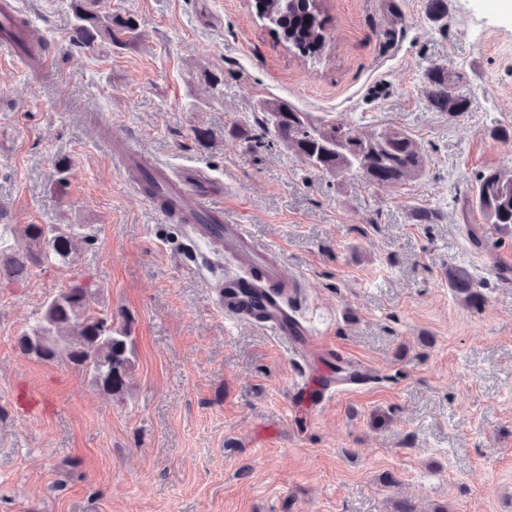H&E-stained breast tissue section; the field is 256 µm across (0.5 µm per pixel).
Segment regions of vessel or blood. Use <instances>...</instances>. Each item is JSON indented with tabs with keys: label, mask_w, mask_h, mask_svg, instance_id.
I'll return each instance as SVG.
<instances>
[{
	"label": "vessel or blood",
	"mask_w": 512,
	"mask_h": 512,
	"mask_svg": "<svg viewBox=\"0 0 512 512\" xmlns=\"http://www.w3.org/2000/svg\"><path fill=\"white\" fill-rule=\"evenodd\" d=\"M112 160L120 175L131 183H139L143 174H150L157 189L155 194L146 195V202L168 221L184 225L192 237L206 241L237 264V274L214 284L215 305L225 320L259 326L287 344L295 356L336 358L335 346L314 336L290 309L289 298L299 288V281L285 274L281 259L255 239L247 225L230 221L221 191L208 185L203 174L175 173L153 166L133 140L123 141L113 151ZM342 384L328 368L318 381L293 382L289 401L304 403L316 411L336 396Z\"/></svg>",
	"instance_id": "obj_1"
}]
</instances>
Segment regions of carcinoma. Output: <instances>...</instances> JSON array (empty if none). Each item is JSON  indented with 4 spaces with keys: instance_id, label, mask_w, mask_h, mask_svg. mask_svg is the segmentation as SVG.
Listing matches in <instances>:
<instances>
[{
    "instance_id": "carcinoma-1",
    "label": "carcinoma",
    "mask_w": 512,
    "mask_h": 512,
    "mask_svg": "<svg viewBox=\"0 0 512 512\" xmlns=\"http://www.w3.org/2000/svg\"><path fill=\"white\" fill-rule=\"evenodd\" d=\"M258 12L288 49L302 58L318 57L327 42L322 0H261ZM73 44L91 47L98 40L129 44L136 26L128 20L112 25V15L87 11L74 0ZM428 19L439 25L448 19L446 0H427ZM428 101L436 112L458 118L468 112L472 98L456 90L460 77L441 67L425 76ZM263 130L286 143L308 165L334 176L356 173L377 185L400 184L420 177L429 160L413 138L401 129L364 134L350 124H315L304 112L284 102L263 104ZM477 207L492 224L512 225V170L488 169L475 179L472 196L462 210ZM11 239L0 233V280L23 283L46 265L71 264L90 238L74 224H6ZM451 286L467 301L479 300L470 276L456 270ZM100 289L71 283L48 297L39 316L17 340L19 351L43 361L64 354L91 380L109 393L127 386L132 368V339L114 328L112 310H99Z\"/></svg>"
}]
</instances>
